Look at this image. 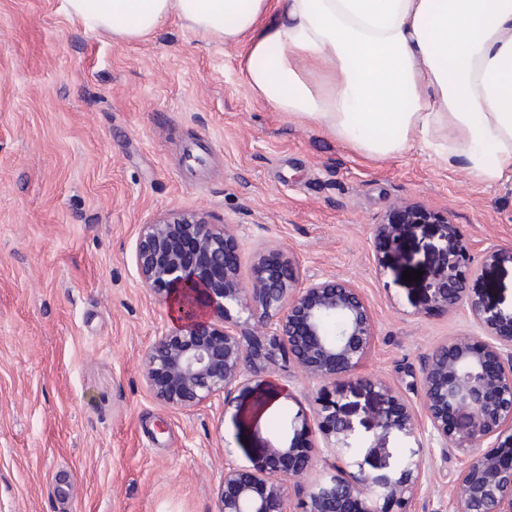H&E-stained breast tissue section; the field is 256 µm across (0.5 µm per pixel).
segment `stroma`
<instances>
[{
    "label": "stroma",
    "instance_id": "obj_1",
    "mask_svg": "<svg viewBox=\"0 0 512 512\" xmlns=\"http://www.w3.org/2000/svg\"><path fill=\"white\" fill-rule=\"evenodd\" d=\"M241 53L175 19L126 43L87 31L63 0H0V512H217L225 462L252 465L302 434L318 385L284 368L227 410L173 409L146 385L142 354L174 321L135 246L142 225L183 209L236 229L243 280L263 247L301 281L359 289L376 336L338 388L362 469L393 473L423 448L427 476L400 512H448L462 456L425 430L382 433L365 381L420 409L423 357L471 329L430 306L446 228L472 260L512 250V181L417 147L368 158L255 97ZM201 142L207 160L191 165ZM400 199L450 223L407 225L399 250L377 251L373 228ZM466 286L511 309L512 262Z\"/></svg>",
    "mask_w": 512,
    "mask_h": 512
}]
</instances>
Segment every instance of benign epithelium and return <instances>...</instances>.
<instances>
[{
    "instance_id": "benign-epithelium-1",
    "label": "benign epithelium",
    "mask_w": 512,
    "mask_h": 512,
    "mask_svg": "<svg viewBox=\"0 0 512 512\" xmlns=\"http://www.w3.org/2000/svg\"><path fill=\"white\" fill-rule=\"evenodd\" d=\"M430 222L449 219L399 201L375 226L374 239L378 247L395 250L405 225ZM240 248L231 226L217 227L195 210L168 213L142 227L137 272L177 313V325L143 356L145 381L168 407L194 409L220 399L228 408L235 393L280 364L323 390L358 369L372 345V313L350 281L328 276L302 283L289 258L261 250L246 283ZM506 260L512 261V252L494 244L483 250L478 266L465 247L446 249L433 286L432 307L445 314L462 310L476 329L440 343L421 363L430 433L441 452L467 459L448 512H512V461L482 451L512 444V310H491L483 296L466 288L468 276ZM336 315L342 327L339 339L330 341L323 320ZM369 386L382 399L377 428L413 433L419 420L408 404L384 381ZM313 422L333 460L301 505L292 502L289 488L302 487L313 467L306 440L270 448L250 468L224 463L218 512H391L394 503L417 494L425 476L419 452H411L393 476L354 471L359 439L352 421L336 411V401L315 407Z\"/></svg>"
}]
</instances>
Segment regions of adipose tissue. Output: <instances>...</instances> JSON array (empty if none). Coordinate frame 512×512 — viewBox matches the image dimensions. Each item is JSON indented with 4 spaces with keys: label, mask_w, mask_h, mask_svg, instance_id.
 <instances>
[{
    "label": "adipose tissue",
    "mask_w": 512,
    "mask_h": 512,
    "mask_svg": "<svg viewBox=\"0 0 512 512\" xmlns=\"http://www.w3.org/2000/svg\"><path fill=\"white\" fill-rule=\"evenodd\" d=\"M121 41L170 17L228 46L275 110L370 158L417 147L512 178V0H64Z\"/></svg>",
    "instance_id": "obj_1"
}]
</instances>
